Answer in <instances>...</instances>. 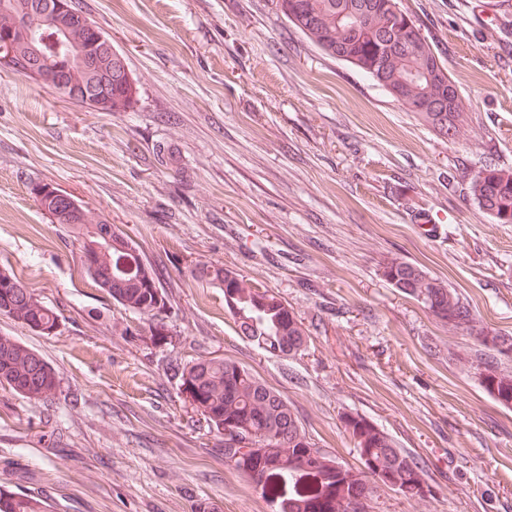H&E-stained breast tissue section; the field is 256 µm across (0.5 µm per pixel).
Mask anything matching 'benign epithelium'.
<instances>
[{"mask_svg": "<svg viewBox=\"0 0 512 512\" xmlns=\"http://www.w3.org/2000/svg\"><path fill=\"white\" fill-rule=\"evenodd\" d=\"M39 11L44 18L46 29H36L29 24L25 17H18V22L12 33L14 38H7L0 42V52L12 51L13 41H18L26 48V60L22 61V72L37 78L39 74L49 69L52 62L57 70L82 73L88 80L78 86L60 83L62 95L70 101H84L98 104L109 99L112 90V70H100V62L104 57L112 58L116 48L112 46L111 39L103 30L94 28L90 30L88 43L83 48H70L65 56H56L54 52L64 45L69 32L74 27L87 23L84 15L71 7V0H45L39 5ZM41 209L55 224H70L83 213L82 205L68 197L62 191L48 186L37 187L34 191ZM53 198L59 200L55 206H49Z\"/></svg>", "mask_w": 512, "mask_h": 512, "instance_id": "obj_1", "label": "benign epithelium"}]
</instances>
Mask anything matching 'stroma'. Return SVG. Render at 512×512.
<instances>
[{
  "instance_id": "35a3bbf8",
  "label": "stroma",
  "mask_w": 512,
  "mask_h": 512,
  "mask_svg": "<svg viewBox=\"0 0 512 512\" xmlns=\"http://www.w3.org/2000/svg\"><path fill=\"white\" fill-rule=\"evenodd\" d=\"M74 2L123 53L134 94L101 112L0 72V269L58 316L46 334L0 314V336L60 376L45 403L0 386V485L51 512H271L181 398L176 361L222 356L348 466L350 412L415 458L425 492L378 486L372 512H512V409L475 377L476 340L379 271L420 264L512 336V224L470 190L487 165L512 167V7L402 0L470 107L451 141L294 30L277 0ZM39 182L139 244L168 296L163 344L85 273ZM199 260L278 292L306 350L279 357L238 334L223 289L191 277Z\"/></svg>"
}]
</instances>
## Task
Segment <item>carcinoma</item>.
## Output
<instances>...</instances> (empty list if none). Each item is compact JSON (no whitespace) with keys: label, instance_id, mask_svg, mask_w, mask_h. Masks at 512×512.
Returning a JSON list of instances; mask_svg holds the SVG:
<instances>
[{"label":"carcinoma","instance_id":"1","mask_svg":"<svg viewBox=\"0 0 512 512\" xmlns=\"http://www.w3.org/2000/svg\"><path fill=\"white\" fill-rule=\"evenodd\" d=\"M41 0H7L0 9V35L9 33L15 17L37 10ZM287 21L325 54L369 74L411 112L429 124L451 132L453 140L469 119L448 68L432 44L413 28L401 0H279ZM112 69L119 81L103 112H122L133 96V85L118 57ZM476 177L471 193L479 209L498 224H512V168L489 166ZM85 258L84 267L112 301L149 318L161 316L167 296L143 251L119 226L103 240L93 232V220L72 230ZM134 270L116 278L124 261ZM380 274L392 287L422 303L441 324L474 336L475 375L482 388L504 407L512 408V376L499 369L497 356L512 354V336L490 332L478 323L456 289L418 265L385 258ZM191 277L224 289V307L240 332L259 348L294 356L307 347L308 329L288 302L275 291L251 282L235 269L197 261ZM4 315L33 331L51 332L57 315L7 269L0 271V308ZM180 393L209 430L222 435L234 431L243 441L237 449L224 448V459L251 484L262 483L268 501L288 502V512H350L352 503L371 505L375 485L406 495L424 493L419 463L396 448L393 439L365 417L351 413L343 424L353 440L362 467L352 468L332 454L313 463L316 447L294 417L287 399L248 369L222 357H193L177 367ZM0 386L29 400H48L59 387L55 369L37 352L7 336H0ZM288 434V448L266 437L273 431ZM264 449L256 457L254 447ZM0 512H50L38 496L20 495L0 487Z\"/></svg>","mask_w":512,"mask_h":512}]
</instances>
